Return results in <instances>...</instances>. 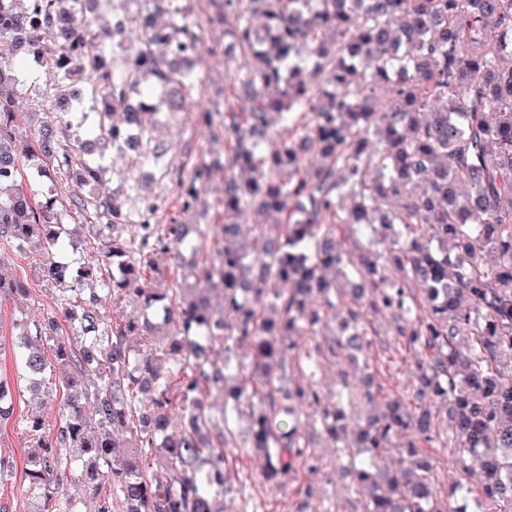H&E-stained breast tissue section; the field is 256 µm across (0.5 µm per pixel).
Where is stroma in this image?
<instances>
[{
    "label": "stroma",
    "instance_id": "1",
    "mask_svg": "<svg viewBox=\"0 0 512 512\" xmlns=\"http://www.w3.org/2000/svg\"><path fill=\"white\" fill-rule=\"evenodd\" d=\"M193 8L195 16L205 21L201 51L194 59V68L202 82L192 91L187 112L173 119L162 120L158 126L155 136L158 141L168 145L169 151L153 176H142L139 169L129 165L122 153L110 148L103 151V180L92 187L77 186L63 171L46 176L35 167L28 165L24 168L30 191L57 198L64 246L49 255L34 244L21 247L12 241L0 239V276L19 279L29 290L27 298L0 300V377L15 386L14 415L8 422L0 423V455L12 463L10 471L0 476V505L5 506L8 512H21L25 504V468L32 443L23 421L24 416L31 411H39L45 430L54 431L67 397L66 391L60 387L46 389L40 397H33L26 389L23 372L13 351L17 324L40 322L54 309V287L42 275V266L47 257H54L57 262L73 268L96 260L94 247L105 246L112 239L99 205L111 201L116 195L127 197L137 191L147 197L162 198L164 206L155 216L161 224L167 223L172 217L192 228L220 221L224 198L223 172H215L211 180L201 187L202 203L189 211L182 208L183 188L170 176L172 169L190 168L202 157L225 158L228 149L226 141L223 136L210 133L202 114L205 109L223 104L226 98L231 97L233 85L228 78V70L243 63L239 56L226 64L215 60V49L230 42L229 36L224 33V20L216 16L210 0H194ZM22 80L23 90L14 103L15 125L20 134L28 136L49 122L46 102L54 98L57 86L53 77L35 63L30 64L29 72L23 75ZM79 197L87 200V207L75 206L74 201ZM99 263L98 282L108 284L112 263L106 259ZM372 321L378 335L366 353V361L371 367L380 366L387 370L391 391H401L410 380L413 358L396 352L391 340L389 315H374ZM240 466L246 475V487L242 495L236 497V507L255 503L261 505L264 512H290L292 490L278 491L266 486L256 461L245 459Z\"/></svg>",
    "mask_w": 512,
    "mask_h": 512
}]
</instances>
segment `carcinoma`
<instances>
[{
  "mask_svg": "<svg viewBox=\"0 0 512 512\" xmlns=\"http://www.w3.org/2000/svg\"><path fill=\"white\" fill-rule=\"evenodd\" d=\"M101 0H0V35L11 58L58 73L57 86L86 76L59 102L88 99L98 139L135 165L163 155L152 133L158 116H175L198 84L189 62L201 25L181 0H147L167 25L107 60L108 39L91 34L84 13ZM245 65L230 74L239 107L206 110L224 131V221L197 229L142 224L140 211L114 197L112 295L84 287L91 269L48 260L56 309L43 322L17 325L21 367L38 389L60 371L69 392L53 435L26 417L37 452L28 457L23 512H235L245 475L234 462L261 463L264 482L318 501L313 477L332 467L348 477L354 512H512V0H214ZM263 16L262 30L252 17ZM48 29L52 41L34 34ZM319 74L308 81L303 69ZM21 80L0 63V238L60 241L56 199H37L23 161L76 170L80 184L100 180L95 142L60 147L46 125L17 140L13 103ZM278 88L274 96L267 94ZM385 94H380V90ZM283 127L271 129L269 115ZM212 166L202 159L178 173L189 185L182 207ZM252 213L253 243L240 241V217ZM372 229L348 250L336 235ZM224 242L218 261L199 264L200 240ZM183 248L185 276L170 282L153 256ZM220 291L216 313L211 294ZM18 279L0 277V297L24 298ZM139 312L107 321L100 308L118 296ZM393 316L392 336L412 353L403 394L363 365L346 393H323L321 362H360L372 344L369 315ZM342 326L311 348L334 318ZM79 322L82 335L64 334ZM139 337V348L128 337ZM54 342L55 363L42 344ZM221 345L224 359L211 357ZM291 360L300 376L285 387ZM232 400L250 425L239 445L228 416L213 422L208 397ZM13 386L0 379V420L12 418ZM368 408L355 433L349 410ZM179 411V423L171 413ZM336 452L312 446L308 422ZM434 448H453L480 474L463 488L438 490ZM118 494L100 495L102 480Z\"/></svg>",
  "mask_w": 512,
  "mask_h": 512,
  "instance_id": "obj_1",
  "label": "carcinoma"
}]
</instances>
